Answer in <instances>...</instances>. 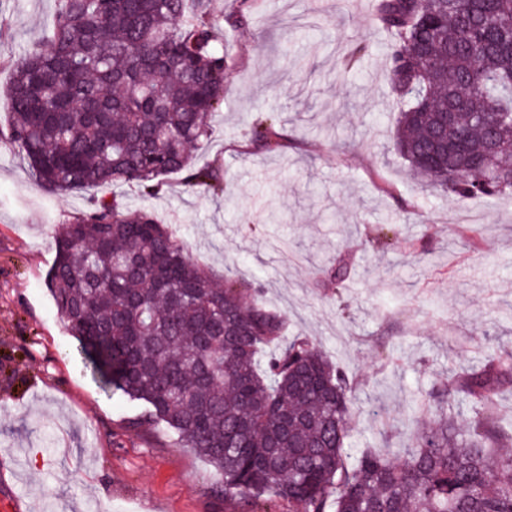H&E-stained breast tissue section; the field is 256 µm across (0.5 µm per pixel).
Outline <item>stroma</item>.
Segmentation results:
<instances>
[{
    "mask_svg": "<svg viewBox=\"0 0 512 512\" xmlns=\"http://www.w3.org/2000/svg\"><path fill=\"white\" fill-rule=\"evenodd\" d=\"M57 8L0 0V512H288L275 498L225 502L205 458L134 426L137 404L94 378L44 284L56 235L94 196L154 210L217 275L262 285L289 335L352 380L351 456L401 461L419 401L512 353V196H448L390 152L399 107L374 0H213L233 65L192 163L218 167L224 188L173 174L151 197L134 184L48 193L9 140L13 65ZM356 43L370 51L344 69ZM265 123L281 150L251 142Z\"/></svg>",
    "mask_w": 512,
    "mask_h": 512,
    "instance_id": "35a3bbf8",
    "label": "stroma"
}]
</instances>
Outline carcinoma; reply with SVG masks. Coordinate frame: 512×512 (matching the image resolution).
Returning <instances> with one entry per match:
<instances>
[{
  "label": "carcinoma",
  "instance_id": "carcinoma-1",
  "mask_svg": "<svg viewBox=\"0 0 512 512\" xmlns=\"http://www.w3.org/2000/svg\"><path fill=\"white\" fill-rule=\"evenodd\" d=\"M386 83L400 106L394 149L460 198L512 194V0H379ZM228 60L211 0H58L46 43L14 65L9 137L49 190L137 183L156 194L212 135ZM465 98L442 124L448 97ZM253 139L283 146L274 125ZM48 287L104 387L143 407L224 480V499L272 490L302 512H512V429L498 424L512 355L454 374L441 397L473 416L419 431L395 464L348 466L355 387L252 288L195 262L151 209L98 198L55 239Z\"/></svg>",
  "mask_w": 512,
  "mask_h": 512
}]
</instances>
